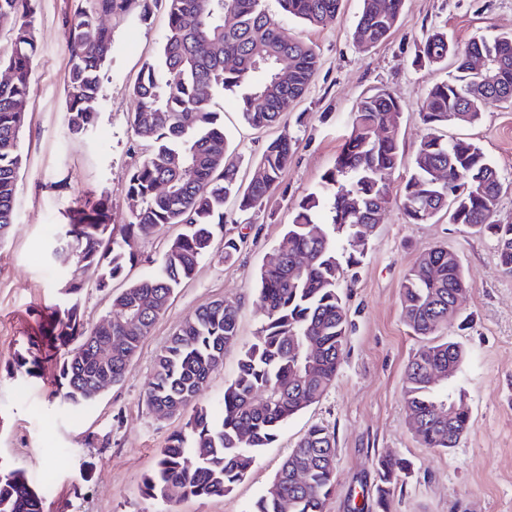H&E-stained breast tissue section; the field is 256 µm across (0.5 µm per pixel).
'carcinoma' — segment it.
<instances>
[{"instance_id":"cac0c4a2","label":"carcinoma","mask_w":512,"mask_h":512,"mask_svg":"<svg viewBox=\"0 0 512 512\" xmlns=\"http://www.w3.org/2000/svg\"><path fill=\"white\" fill-rule=\"evenodd\" d=\"M35 0H0V28L10 45L0 52V239L13 224L16 184L23 158L19 136L27 121ZM274 15L263 0H76L68 26L71 92L65 104L69 131L86 133L96 118L101 73L111 52L107 21L131 12L141 20L161 5L167 29L156 55L146 61L133 85L137 105L134 135L144 141L141 159L128 172L125 191L135 203L133 221L114 232L108 224L109 200L77 210L57 233L56 250L67 253L70 272L53 306L48 345L62 348L55 369L58 390L70 406L95 399L94 380L102 373L119 384L129 374L130 356L167 310L175 290L190 280L214 249V226L224 223L231 197L242 211L256 210L278 187L293 154L283 135L267 143L248 182H238L237 163L224 133L218 95L238 94L244 125L253 130L281 122L285 99L301 97L320 67L314 46L288 33L284 20L315 28L336 21L342 0H277ZM354 37L372 47L396 26L404 0H361ZM233 18L229 26L224 16ZM489 59L483 76L472 73L471 59ZM236 57L234 68L225 58ZM416 59L429 65L452 62V76L432 84L420 117L428 133L417 147L412 173L401 198L410 224H428L445 211L452 224L490 233L503 270L512 274V224L492 220L503 190L499 171L475 143L444 138L448 112L474 124L492 105L512 104V34L480 35L460 47L445 32L420 42ZM403 109L391 93L379 90L359 101L350 132L335 165L321 177L320 190L298 204L292 223L275 247L278 260L260 271L263 320L254 342L242 354L235 378L224 388L221 409L213 414L195 406L185 431L162 449L145 476L144 493L168 501L229 494L242 481L260 449L277 436L290 417L317 402L333 385L342 364L349 321L341 288L346 269L364 249L359 228L375 224L390 204L384 174L397 166ZM454 168L449 185L435 182L439 169ZM326 210L331 224L319 221ZM184 226L163 252L157 270L112 299V311L87 328L78 295L85 280L108 288L139 260L138 242L170 225ZM466 289L462 267L448 262V249L422 253L401 284V313L420 336H433L456 316V295ZM238 307L214 301L187 318L156 360L147 382V402L167 404L179 414L199 396L217 371L224 352L236 344ZM91 336L120 337L126 347L103 363ZM315 354H309L310 343ZM464 351L451 340L425 345L407 367L406 402L420 418L423 445L454 448L469 429V416L434 372H461ZM39 344L14 357L16 369H41ZM336 441L329 429L311 426L282 462L253 512H325L336 483ZM303 481L295 479L299 466ZM406 470L403 459L386 456L377 471V500L385 506ZM0 512H43L42 497L24 472L0 467Z\"/></svg>"}]
</instances>
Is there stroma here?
<instances>
[{
    "label": "stroma",
    "instance_id": "stroma-1",
    "mask_svg": "<svg viewBox=\"0 0 512 512\" xmlns=\"http://www.w3.org/2000/svg\"><path fill=\"white\" fill-rule=\"evenodd\" d=\"M360 5V0H342L337 20L325 28L289 21L293 35L314 45L321 65L304 95L289 103L281 125L262 132L248 129L240 122L235 95L228 91L217 97L215 109L240 156V180H250L268 141L284 134L292 138L293 156L280 185L259 210L244 213L234 201L225 203V231L246 235L241 251L229 260L220 250L205 257L142 341L125 380L92 404L71 408L56 393L53 357H46L35 375L17 371L13 358L41 340L61 297L62 262L50 256L55 226L68 223L74 210H92L104 195L112 201V227L131 220L133 203L125 195L134 162L131 88L142 65L155 56L167 19L158 9L146 21L135 14L112 20V57L101 75L95 126L76 137L68 131L65 112V19L73 0H37L38 50L28 121L19 141L24 165L14 222L0 241V466L25 472L43 497V512H251L282 460L314 424L334 431L336 439V486L326 512H512V276L500 266L491 237L444 217L407 223L398 204L426 133L420 119L424 92L449 75L445 67L414 65L417 45L435 28L447 30L461 45L478 35L512 33V0H405L396 27L372 48L353 36ZM379 89L403 106V158L387 178L391 205L343 291L349 335L334 385L280 427L276 440L226 496L176 504L145 496L143 478L154 468L159 449L187 421L183 415L163 416L146 402L157 356L195 311L218 299L235 302L237 344L225 352L222 367L200 396L202 406L219 411L241 351L261 324L259 272L299 202L318 189L335 164L356 103ZM444 133L478 144L495 164L503 193L493 221L512 224V108L489 107L479 123L451 126ZM179 231L175 225L141 241L142 261L111 288L102 290L87 280L79 295L84 324L93 326L108 315L113 295L144 278L150 260L160 257ZM435 246L458 255L467 282L458 316L438 333L465 352L464 373L450 386L461 391L471 416L468 433L447 450L418 441L404 401L407 366L423 341L401 315L400 286L417 258ZM386 455L404 459L407 469L381 506L376 469Z\"/></svg>",
    "mask_w": 512,
    "mask_h": 512
}]
</instances>
